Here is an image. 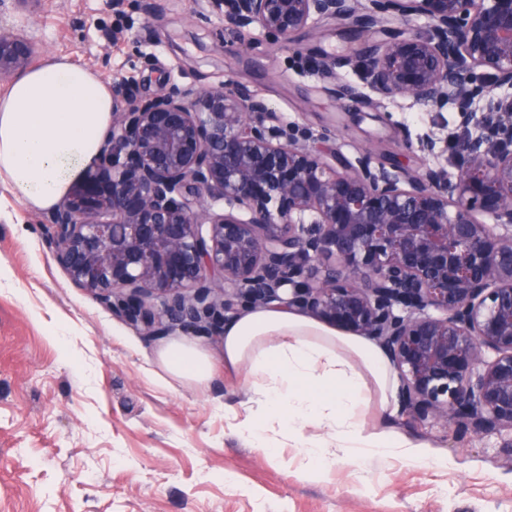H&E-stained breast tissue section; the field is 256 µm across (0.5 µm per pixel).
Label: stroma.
<instances>
[{"label": "stroma", "mask_w": 512, "mask_h": 512, "mask_svg": "<svg viewBox=\"0 0 512 512\" xmlns=\"http://www.w3.org/2000/svg\"><path fill=\"white\" fill-rule=\"evenodd\" d=\"M33 46L37 61L63 58L140 94L161 84L211 89L229 80L263 98L285 122L334 131L347 159L381 140L451 136L455 108L412 100L375 103L359 69L342 80L365 102L339 112L321 74L295 65L299 50L358 49L334 24L294 45L260 28L240 32L207 0H0V27ZM67 329L65 338L57 330ZM181 333L143 335L75 287L55 257L45 215L0 182V512H512V433L478 436L406 413L368 414L423 444L420 462L340 459L306 479L304 449L280 439L277 457L235 430L232 413L261 412L243 374L225 370L222 339L196 336L215 362L203 385L158 382L156 354Z\"/></svg>", "instance_id": "stroma-1"}]
</instances>
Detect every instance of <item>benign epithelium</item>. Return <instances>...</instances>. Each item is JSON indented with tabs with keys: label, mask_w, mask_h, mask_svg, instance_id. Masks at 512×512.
<instances>
[{
	"label": "benign epithelium",
	"mask_w": 512,
	"mask_h": 512,
	"mask_svg": "<svg viewBox=\"0 0 512 512\" xmlns=\"http://www.w3.org/2000/svg\"><path fill=\"white\" fill-rule=\"evenodd\" d=\"M291 43L313 22L363 38L308 54L341 107L361 61L381 100L452 105L462 161L413 170L374 144L284 124L247 87L112 80L100 156L48 220L71 281L151 336H222L245 309L296 310L383 347L416 421L512 431V0H209ZM425 17L412 34L401 24ZM33 58L0 29V74Z\"/></svg>",
	"instance_id": "obj_1"
}]
</instances>
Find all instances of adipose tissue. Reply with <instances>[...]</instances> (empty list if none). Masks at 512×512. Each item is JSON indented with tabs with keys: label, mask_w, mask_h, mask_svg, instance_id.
Here are the masks:
<instances>
[{
	"label": "adipose tissue",
	"mask_w": 512,
	"mask_h": 512,
	"mask_svg": "<svg viewBox=\"0 0 512 512\" xmlns=\"http://www.w3.org/2000/svg\"><path fill=\"white\" fill-rule=\"evenodd\" d=\"M0 95V179L30 208L53 209L100 152L112 125V88L100 76L51 59L10 78ZM224 367L245 370L263 414H246L238 434L267 447L268 424L289 435L315 463L307 478L331 469L337 454L402 456L420 461L419 445L401 433L367 430L371 403L398 409L400 379L385 350L297 311L258 308L224 326ZM172 377L201 383L214 364L199 348L175 342L157 354Z\"/></svg>",
	"instance_id": "adipose-tissue-1"
}]
</instances>
